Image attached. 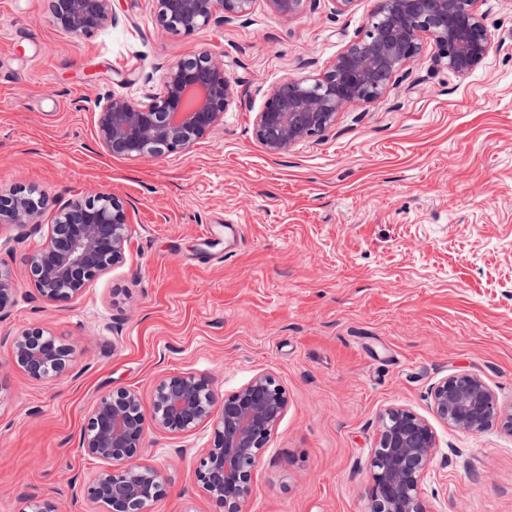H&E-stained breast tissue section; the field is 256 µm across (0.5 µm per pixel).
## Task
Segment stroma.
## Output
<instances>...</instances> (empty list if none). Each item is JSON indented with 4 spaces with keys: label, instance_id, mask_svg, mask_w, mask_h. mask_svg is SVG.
Listing matches in <instances>:
<instances>
[{
    "label": "stroma",
    "instance_id": "stroma-1",
    "mask_svg": "<svg viewBox=\"0 0 512 512\" xmlns=\"http://www.w3.org/2000/svg\"><path fill=\"white\" fill-rule=\"evenodd\" d=\"M376 0L344 14L310 0L194 33H164L148 0H112L116 23L74 37L49 0H0V190L48 198L32 235L0 224V267L19 285L0 332L41 327L72 347L42 383L0 346V512L29 497L58 512H104L75 483L102 469L79 437L103 393L149 397L161 375L211 377L221 394L276 377L288 407L255 472L246 512H368L378 420L402 406L433 427L424 484L432 512H512V432L441 422L430 392L457 372L512 407V0H481L491 49L461 78L431 39L371 104L344 108L318 140L269 154L253 120L286 79L313 76L353 39ZM223 54L238 90L191 150L151 161L110 155L100 103L159 91L168 66ZM130 213L123 264L63 305L34 299L27 259L59 204L91 189ZM244 225L241 237L226 221ZM202 426L151 430L164 494L153 512H222L195 478Z\"/></svg>",
    "mask_w": 512,
    "mask_h": 512
}]
</instances>
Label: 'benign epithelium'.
I'll return each instance as SVG.
<instances>
[{"label":"benign epithelium","instance_id":"7a95c632","mask_svg":"<svg viewBox=\"0 0 512 512\" xmlns=\"http://www.w3.org/2000/svg\"><path fill=\"white\" fill-rule=\"evenodd\" d=\"M148 2L162 30L188 35L217 19L232 22L255 0ZM265 2L274 14L292 18L303 13L308 0ZM479 2L377 0L362 32L319 74L287 79L271 90L254 118L256 139L268 153L282 155L323 136L343 107L385 95L396 74L420 54L425 35L437 44L448 70L470 75L490 49ZM111 19L112 0H50V22L75 37L88 36ZM236 97L224 59L204 52L170 65L160 91L141 101L107 98L99 106L97 137L115 156L153 159L186 151L223 122ZM46 205L45 194L35 190L0 191V224L34 234ZM130 239L128 210L112 193L68 199L56 210L47 243L28 257L37 297L51 304L81 297L123 263ZM17 294L15 278L0 267V320ZM2 343L9 345V364L33 380L52 382L69 368L72 348L44 329L0 336ZM431 398L436 416L454 429L479 433L500 422L512 431V414L502 418L494 392L475 375L446 377L433 387ZM287 407L286 390L265 373L223 397L205 375H163L153 385L148 413L137 391L106 392L90 411L79 448L107 466L83 483L80 493L106 512H151L164 482L160 469L144 458L147 430L183 434L207 425L211 440L196 480L224 512H245L255 469ZM436 452V433L427 420L404 407L387 409L370 460L369 512H430L422 485Z\"/></svg>","mask_w":512,"mask_h":512}]
</instances>
